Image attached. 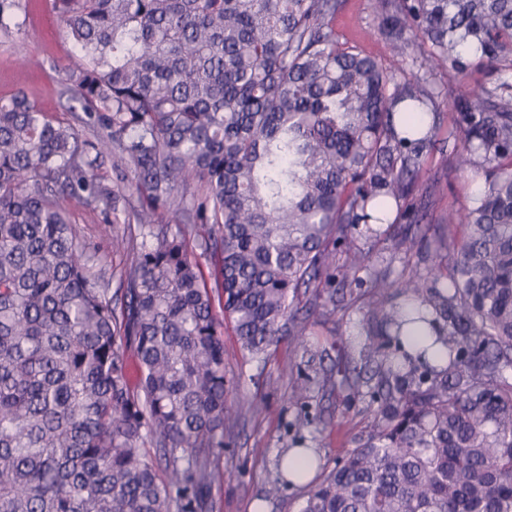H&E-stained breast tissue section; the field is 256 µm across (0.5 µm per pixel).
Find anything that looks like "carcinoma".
I'll list each match as a JSON object with an SVG mask.
<instances>
[{
	"label": "carcinoma",
	"mask_w": 512,
	"mask_h": 512,
	"mask_svg": "<svg viewBox=\"0 0 512 512\" xmlns=\"http://www.w3.org/2000/svg\"><path fill=\"white\" fill-rule=\"evenodd\" d=\"M339 0H51L80 63L65 73L94 139L25 95L0 100V512H213L228 403L223 321L242 353L308 356L289 401L344 388L374 428L305 489L298 512H512V96L458 113L459 165L492 164L448 261L391 277L425 239L431 188L390 215L435 146L438 113L339 47ZM384 33L422 27L443 61L512 54V0H383ZM0 0V32L25 24ZM155 243L112 235V272L67 217L117 214L106 158ZM196 191L187 194V188ZM169 212L208 228L202 281ZM373 253L364 242L388 240ZM366 271L367 278L358 277ZM362 301L341 378L307 323ZM224 319H219L215 306ZM139 379L131 386L126 352ZM319 462L280 458L266 499ZM189 251L194 253L200 263L201 275L208 288L216 286V263L213 258L203 255L201 248L198 246V237L194 236V232L187 236Z\"/></svg>",
	"instance_id": "1"
}]
</instances>
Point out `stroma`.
<instances>
[{
  "label": "stroma",
  "mask_w": 512,
  "mask_h": 512,
  "mask_svg": "<svg viewBox=\"0 0 512 512\" xmlns=\"http://www.w3.org/2000/svg\"><path fill=\"white\" fill-rule=\"evenodd\" d=\"M26 6V23L22 34L0 33V98L24 92L39 109L51 118L76 126L81 138L93 132L81 124L80 104L63 83L65 68L76 65L70 41L62 34L46 0H21ZM386 23L379 0H341L332 21L336 36L344 47H353L374 58L383 67L395 70L398 81L413 83L431 98L442 118V132L454 130V120L472 94L492 89L500 83H512V65L491 61L474 53H462L459 62L436 67L430 62L436 49L422 31L410 32L411 43L398 51L394 40L383 34ZM485 181L481 167L461 169L453 147L440 142L426 159L419 182L432 186L434 197L423 229L429 240L427 264H435L446 251L440 235L449 215L471 206ZM126 207L112 225L98 211L68 202L73 224L81 237L96 250L102 262L121 268L125 254L113 252V232L139 235L134 215L142 208L135 190L125 192ZM362 314L358 308L336 313L326 321L308 326L312 350L326 351L325 367L332 368L341 351L348 349L349 339L360 329ZM224 364L229 392L234 405L260 403L261 410L246 415L231 437V444L215 456L216 463L238 473L236 481L225 483L214 493V512H297L301 488L288 487L278 500L257 509L269 482L275 479L280 457L294 446L296 433L290 424L298 408L288 402L289 381L304 364L302 352L280 345L266 363L257 364L241 354L231 325H224ZM316 421L305 430L310 447L321 459L322 471L331 470L337 456L350 447L354 435L365 431L370 417L364 402L351 400L347 392H310L307 398Z\"/></svg>",
  "instance_id": "stroma-1"
}]
</instances>
